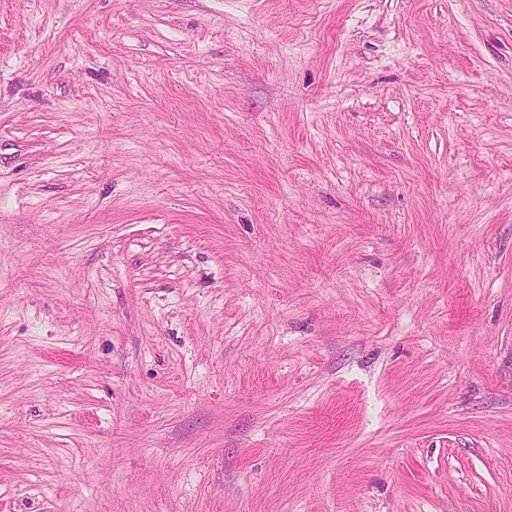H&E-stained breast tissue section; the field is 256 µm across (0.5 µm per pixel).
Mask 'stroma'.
Here are the masks:
<instances>
[{
	"label": "stroma",
	"instance_id": "1",
	"mask_svg": "<svg viewBox=\"0 0 512 512\" xmlns=\"http://www.w3.org/2000/svg\"><path fill=\"white\" fill-rule=\"evenodd\" d=\"M0 512H512V0H0Z\"/></svg>",
	"mask_w": 512,
	"mask_h": 512
}]
</instances>
